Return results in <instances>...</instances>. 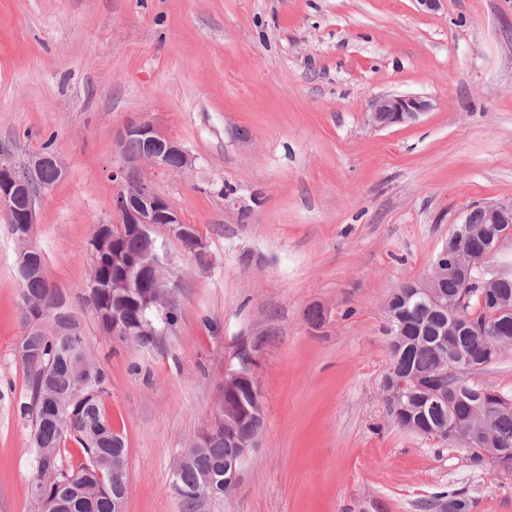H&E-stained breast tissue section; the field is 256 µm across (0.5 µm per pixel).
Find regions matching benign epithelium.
I'll return each mask as SVG.
<instances>
[{
	"label": "benign epithelium",
	"mask_w": 512,
	"mask_h": 512,
	"mask_svg": "<svg viewBox=\"0 0 512 512\" xmlns=\"http://www.w3.org/2000/svg\"><path fill=\"white\" fill-rule=\"evenodd\" d=\"M428 109V101L420 96L383 94L372 100L367 121L372 127L382 129L412 122ZM131 140L140 143V151L135 154L124 151L125 143ZM114 145L121 165L112 170V181L117 187L112 198V209L119 214L120 223L126 225L128 232L143 238L153 237L156 225H165L170 237L191 239V247L183 250V253L190 255L198 268L206 269L210 263L206 243L195 235L190 225L181 220L169 198L155 188L143 168V164L149 163L181 172L191 166L187 150L142 115L132 116L126 121ZM48 169L53 170L59 179L67 172L64 160L52 151L32 155L21 173L9 161L0 157V212L11 211L15 199L21 194L27 195V206L14 216V222L20 225L18 238L27 243L26 251L18 257V263L23 269L28 267L31 254L36 252L31 244V236L34 224L37 223V192L51 187L44 179V172ZM476 210L484 214L486 224H512V200L486 202L468 208L455 230V240L458 242L452 262L455 268L465 264L471 268L482 263L486 256L502 251L507 240L503 235L496 239L487 235L478 236L471 231V214ZM93 238L91 258L95 261L112 260V297L136 298V281L141 272L149 271L155 274L157 283L142 298L144 306H153L159 313L169 309L173 302L170 278L173 258L168 252L156 249L145 260L126 256L124 252L113 248L115 236L112 225L108 223L96 225ZM96 317L101 325L112 327V335H132L133 330L122 307L101 310ZM239 363L240 367L229 372L224 381L232 378L246 379L253 392H258L251 352L242 350ZM258 440L259 436L251 432L242 433L234 439L239 452L224 464V471L235 482H240L249 468L258 448Z\"/></svg>",
	"instance_id": "1"
}]
</instances>
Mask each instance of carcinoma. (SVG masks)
Returning a JSON list of instances; mask_svg holds the SVG:
<instances>
[{"mask_svg": "<svg viewBox=\"0 0 512 512\" xmlns=\"http://www.w3.org/2000/svg\"><path fill=\"white\" fill-rule=\"evenodd\" d=\"M117 243L125 254L135 256L154 242L121 231L114 225ZM502 262L494 256L470 275L452 270L437 281L429 297L423 291L400 286L392 292L394 311L387 314L386 333L390 357L384 374L405 382L400 398L390 400L389 420L397 428L418 436L446 426L461 431L490 427L492 440L484 448L468 449V463L495 475H512V397L495 386L473 377L496 363L512 348V264L491 287L487 281L493 268ZM43 257L23 280L21 320L25 329L21 343L29 345L37 362H25L29 400L19 406L21 416L32 421L36 450L38 489L28 488L36 512H43L39 497L55 505L54 512H113L112 501L126 489L121 458L127 445L116 441V429L107 417L104 399L108 376L103 366L89 354L80 323L62 293L44 277ZM99 288L88 289L86 298L92 311L112 307V265L95 268ZM133 320H153L172 327L178 321L172 307L159 314L154 309L129 311ZM457 363L459 374L448 373V360ZM446 385L459 395L456 402L430 407L421 405L424 393ZM55 397L66 405L65 421L47 414L43 401ZM257 405L246 383L224 390V417L214 419L209 447L200 448L188 460L175 465L171 489L182 500L186 512H195V488L204 472L216 475L209 491L222 497L234 490L224 484V460L235 456L225 434L238 428V420ZM78 444L84 456L77 467L66 462L61 447ZM424 512H472L473 502L462 492L427 501Z\"/></svg>", "mask_w": 512, "mask_h": 512, "instance_id": "carcinoma-1", "label": "carcinoma"}]
</instances>
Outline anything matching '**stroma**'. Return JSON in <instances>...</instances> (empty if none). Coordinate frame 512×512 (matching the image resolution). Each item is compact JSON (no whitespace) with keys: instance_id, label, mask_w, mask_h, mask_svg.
Returning <instances> with one entry per match:
<instances>
[{"instance_id":"35a3bbf8","label":"stroma","mask_w":512,"mask_h":512,"mask_svg":"<svg viewBox=\"0 0 512 512\" xmlns=\"http://www.w3.org/2000/svg\"><path fill=\"white\" fill-rule=\"evenodd\" d=\"M382 94L430 108L377 130ZM137 114L190 154L145 171L211 256L199 269L156 227L179 319L145 347L84 303L86 244L118 220L114 139ZM47 143L68 174L41 192L31 242L108 375L125 512H184L173 466L244 345L265 427L203 512H420L460 491L512 512V476L391 426L379 384L390 292L429 272L467 207L512 200V0H0V151L21 165ZM16 252L0 221V512H35Z\"/></svg>"}]
</instances>
